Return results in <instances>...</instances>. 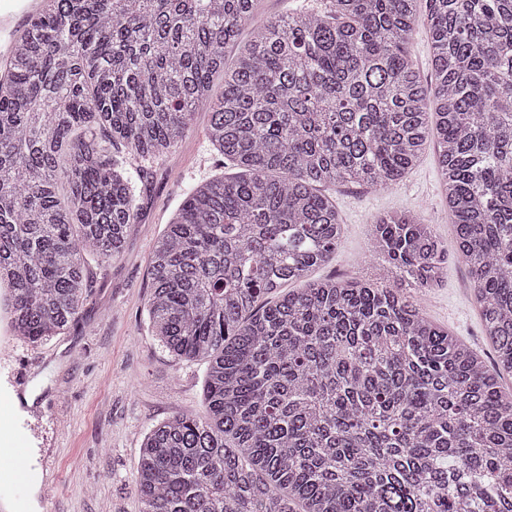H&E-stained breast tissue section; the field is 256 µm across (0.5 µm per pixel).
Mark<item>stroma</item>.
I'll use <instances>...</instances> for the list:
<instances>
[{
  "mask_svg": "<svg viewBox=\"0 0 512 512\" xmlns=\"http://www.w3.org/2000/svg\"><path fill=\"white\" fill-rule=\"evenodd\" d=\"M209 125V112L198 110L176 149L147 161L131 157L133 167L147 172L140 221L118 258L91 266V293L73 325L33 344L12 336L0 317V420L26 425L22 438L0 434V448L53 453L56 469L40 490L42 512H139L135 472L145 434L170 417L204 411L202 364L169 356L145 319L158 236L193 186L227 173ZM331 194L346 232L315 277L382 283L378 263L365 257L370 226L382 214L413 213L442 241L451 239L434 148L387 189L339 186ZM423 305L435 323L490 352L468 268L454 250H447Z\"/></svg>",
  "mask_w": 512,
  "mask_h": 512,
  "instance_id": "stroma-1",
  "label": "stroma"
}]
</instances>
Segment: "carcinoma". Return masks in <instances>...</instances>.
I'll return each instance as SVG.
<instances>
[{
    "mask_svg": "<svg viewBox=\"0 0 512 512\" xmlns=\"http://www.w3.org/2000/svg\"><path fill=\"white\" fill-rule=\"evenodd\" d=\"M418 2L270 18L259 0H44L14 37L0 78L13 335L74 324L89 260L118 258L139 223L144 172L120 148L170 152L205 107L238 169L190 191L151 257V334L205 363L206 412L146 435L140 512H512V0H425L430 82L409 51ZM431 144L491 365L418 304L444 248L409 212L370 232L399 286L307 280L344 231L328 189L389 188Z\"/></svg>",
    "mask_w": 512,
    "mask_h": 512,
    "instance_id": "obj_1",
    "label": "carcinoma"
}]
</instances>
